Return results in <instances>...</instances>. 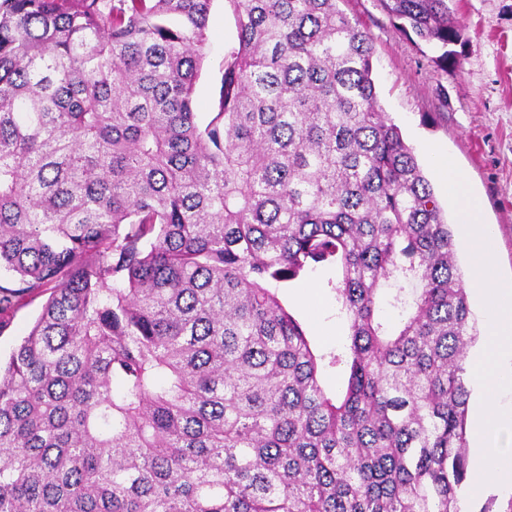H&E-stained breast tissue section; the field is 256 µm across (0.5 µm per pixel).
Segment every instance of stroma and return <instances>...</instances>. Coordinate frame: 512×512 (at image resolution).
<instances>
[{
  "instance_id": "obj_1",
  "label": "stroma",
  "mask_w": 512,
  "mask_h": 512,
  "mask_svg": "<svg viewBox=\"0 0 512 512\" xmlns=\"http://www.w3.org/2000/svg\"><path fill=\"white\" fill-rule=\"evenodd\" d=\"M461 26L457 62L446 66L438 52L399 28L382 0H340V9L370 35L375 54L373 79L383 111L412 148L453 231H460L443 185L429 164L426 145L453 157L484 205L486 223L495 225L498 274L512 279V0H454ZM209 54L195 86L200 121L214 111L225 47L236 41L232 11L214 0L208 25ZM336 270L323 266L305 278L275 286L281 304L294 315L316 353L342 347L348 328L328 285ZM46 294L27 297L0 312V357L28 334ZM333 338H324V331Z\"/></svg>"
}]
</instances>
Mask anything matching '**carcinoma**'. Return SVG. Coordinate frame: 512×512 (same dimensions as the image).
I'll return each mask as SVG.
<instances>
[{
    "label": "carcinoma",
    "instance_id": "1",
    "mask_svg": "<svg viewBox=\"0 0 512 512\" xmlns=\"http://www.w3.org/2000/svg\"><path fill=\"white\" fill-rule=\"evenodd\" d=\"M212 2L0 0V310L50 292L0 366V512H461L478 329L373 42L226 0L202 124ZM449 2L384 0L454 64ZM321 266L327 357L268 288ZM209 54L195 86L194 106L200 122L208 121L215 112L222 77L224 47L236 41V28L232 11L224 0H215L209 25Z\"/></svg>",
    "mask_w": 512,
    "mask_h": 512
}]
</instances>
